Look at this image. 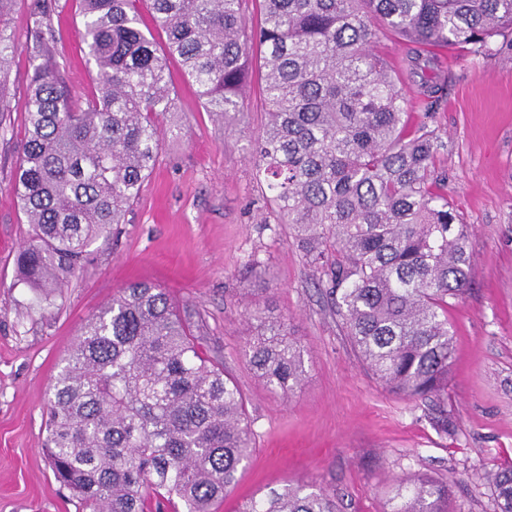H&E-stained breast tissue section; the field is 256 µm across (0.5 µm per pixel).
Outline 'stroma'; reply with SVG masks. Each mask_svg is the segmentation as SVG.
Here are the masks:
<instances>
[{
	"label": "stroma",
	"mask_w": 512,
	"mask_h": 512,
	"mask_svg": "<svg viewBox=\"0 0 512 512\" xmlns=\"http://www.w3.org/2000/svg\"><path fill=\"white\" fill-rule=\"evenodd\" d=\"M35 3L14 2L18 50L10 106L0 113V512H79L45 452L49 387L84 323L137 281L160 284L198 311V345L246 399L255 448L218 512H237L295 479L336 494L341 512H383L393 486L416 472L456 478L457 512H495L491 478L512 464V61L440 49L448 85L434 111L406 83L413 122L438 129L445 142L437 164L470 230L469 288L448 308L455 355L442 432L430 402L388 392L367 370L317 287L322 274L307 265L258 181L250 142L266 121L260 51L229 123L204 110L170 59L173 110L124 223L91 245L54 304L20 281L16 260L32 227L11 186L24 144ZM47 3L66 83L90 94L75 0ZM252 300L287 318L305 349L306 376L289 396L271 393L245 356Z\"/></svg>",
	"instance_id": "stroma-1"
}]
</instances>
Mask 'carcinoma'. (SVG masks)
Masks as SVG:
<instances>
[{
    "instance_id": "obj_1",
    "label": "carcinoma",
    "mask_w": 512,
    "mask_h": 512,
    "mask_svg": "<svg viewBox=\"0 0 512 512\" xmlns=\"http://www.w3.org/2000/svg\"><path fill=\"white\" fill-rule=\"evenodd\" d=\"M12 0H0V112L8 109ZM95 83L68 91L52 52L50 10L33 12L23 160L12 185L33 235L18 257L32 288L73 274L91 243L125 215L162 146L172 109L168 58L180 59L208 112L237 111L253 45L265 49L268 121L257 175L306 260L327 276L336 315L375 378L408 399L440 402L453 335L448 306L467 290L468 226L448 204L437 130L409 125L396 71L377 49L378 19L415 46L512 55V0H262L248 26L242 0H78ZM166 34L157 49L142 8ZM431 56L403 60L430 107L446 79ZM192 313L159 284L133 282L89 318L61 359L48 398L47 458L81 512H216L253 451L241 392L190 334ZM245 353L286 396L305 376L288 320L254 303ZM497 512H512V468L494 474ZM454 480H403L389 512H456ZM238 512H338L336 496L297 482Z\"/></svg>"
}]
</instances>
